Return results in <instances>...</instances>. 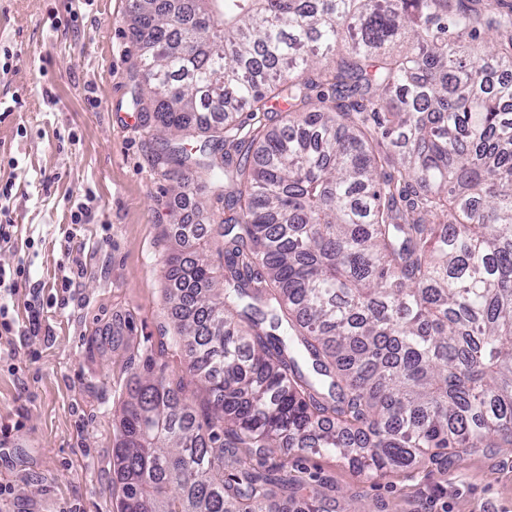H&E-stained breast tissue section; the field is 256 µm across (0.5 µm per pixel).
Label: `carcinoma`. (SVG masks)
I'll return each instance as SVG.
<instances>
[{
    "label": "carcinoma",
    "instance_id": "cac0c4a2",
    "mask_svg": "<svg viewBox=\"0 0 512 512\" xmlns=\"http://www.w3.org/2000/svg\"><path fill=\"white\" fill-rule=\"evenodd\" d=\"M500 0H130L154 166L226 186L227 238L167 259L183 380L137 375L116 512H281L282 467L512 447V8ZM346 55L336 57V47ZM200 137L194 159L172 144ZM324 492L297 512H321Z\"/></svg>",
    "mask_w": 512,
    "mask_h": 512
}]
</instances>
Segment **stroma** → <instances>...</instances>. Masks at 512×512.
<instances>
[{
  "instance_id": "1",
  "label": "stroma",
  "mask_w": 512,
  "mask_h": 512,
  "mask_svg": "<svg viewBox=\"0 0 512 512\" xmlns=\"http://www.w3.org/2000/svg\"><path fill=\"white\" fill-rule=\"evenodd\" d=\"M128 0H0V181L19 226L0 265L26 260L9 301L25 319L32 293L56 295L35 334L0 343V512H113L116 414L146 360L184 374L164 301V228L201 224L196 245L216 255L224 201L213 190L172 194L132 102L136 47ZM21 108H13L14 96ZM88 202L74 227L70 214ZM86 271L59 292L68 258ZM325 512H512V447L455 448L427 466L372 477L334 455L274 449Z\"/></svg>"
}]
</instances>
